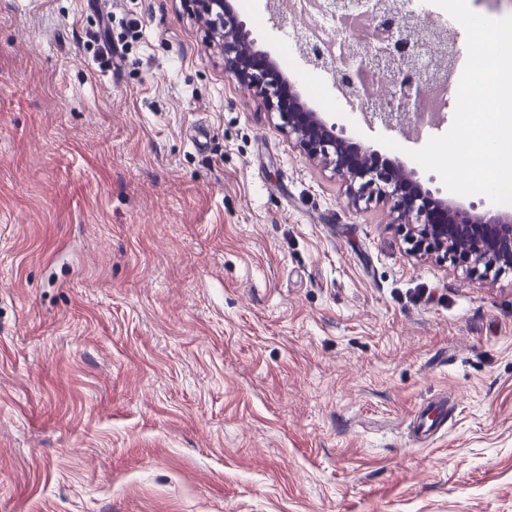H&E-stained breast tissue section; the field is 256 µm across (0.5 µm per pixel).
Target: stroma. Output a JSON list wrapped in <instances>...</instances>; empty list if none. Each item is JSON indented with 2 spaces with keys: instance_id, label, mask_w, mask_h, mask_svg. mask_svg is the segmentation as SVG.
I'll return each instance as SVG.
<instances>
[{
  "instance_id": "35a3bbf8",
  "label": "stroma",
  "mask_w": 512,
  "mask_h": 512,
  "mask_svg": "<svg viewBox=\"0 0 512 512\" xmlns=\"http://www.w3.org/2000/svg\"><path fill=\"white\" fill-rule=\"evenodd\" d=\"M265 3L303 101L441 187ZM0 512H512V272L349 205L189 0H0Z\"/></svg>"
}]
</instances>
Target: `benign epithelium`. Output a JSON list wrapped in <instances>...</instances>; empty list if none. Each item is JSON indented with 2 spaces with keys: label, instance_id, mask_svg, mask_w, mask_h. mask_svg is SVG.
<instances>
[{
  "label": "benign epithelium",
  "instance_id": "obj_1",
  "mask_svg": "<svg viewBox=\"0 0 512 512\" xmlns=\"http://www.w3.org/2000/svg\"><path fill=\"white\" fill-rule=\"evenodd\" d=\"M210 26L224 27V70L242 87L265 99L274 127L311 159L319 158L348 184V203L389 204L394 222L409 226L411 250L436 254L454 265L484 275L512 270V213L465 207L425 189L415 172L398 162L372 167L371 150L336 131L320 113L308 108L295 84L288 88L289 104L279 101L280 73L265 52L253 49L245 23L229 0H193ZM325 11L337 19L362 16L369 28L382 29L386 40L357 39L343 62L321 47L297 40L307 66L329 75L341 96L357 106L370 123L400 132L425 120L422 101L442 68L453 71L459 58L455 34L419 21L418 31L407 25L404 0H325Z\"/></svg>",
  "mask_w": 512,
  "mask_h": 512
}]
</instances>
